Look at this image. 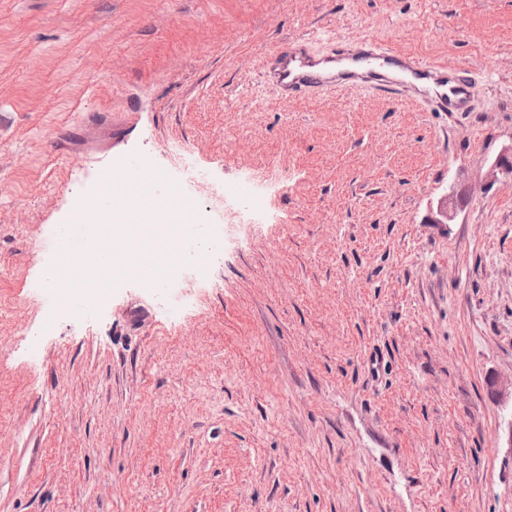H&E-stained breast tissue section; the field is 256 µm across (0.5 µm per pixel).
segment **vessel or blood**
Here are the masks:
<instances>
[{
	"label": "vessel or blood",
	"instance_id": "1",
	"mask_svg": "<svg viewBox=\"0 0 512 512\" xmlns=\"http://www.w3.org/2000/svg\"><path fill=\"white\" fill-rule=\"evenodd\" d=\"M336 59L367 68L358 90L396 103L403 101L412 80L424 76L439 77L441 83L434 94H422L420 103L426 111L460 112L471 98V83L464 67L411 57L373 38L361 39L352 48L346 42L333 40L318 52L312 51L307 42L293 41L268 54L263 64L264 76L285 98H318L336 85L335 77L321 73L319 66Z\"/></svg>",
	"mask_w": 512,
	"mask_h": 512
}]
</instances>
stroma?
<instances>
[{"mask_svg": "<svg viewBox=\"0 0 512 512\" xmlns=\"http://www.w3.org/2000/svg\"><path fill=\"white\" fill-rule=\"evenodd\" d=\"M329 35L466 67L475 111L281 98L266 55ZM511 145L512 0H0V512H512ZM183 148L204 283L55 296L41 240ZM146 167L144 163H136L128 166L123 173V186L131 200L141 199L139 191L140 185L146 179L144 177ZM224 209L233 210L238 215L240 222L260 223L266 216V208L263 204V194L257 189H247L236 183L233 194L224 185ZM462 203V197L458 194L454 185H451L446 193L438 200L435 210L428 216L429 223L446 224L454 219Z\"/></svg>", "mask_w": 512, "mask_h": 512, "instance_id": "1", "label": "stroma"}]
</instances>
